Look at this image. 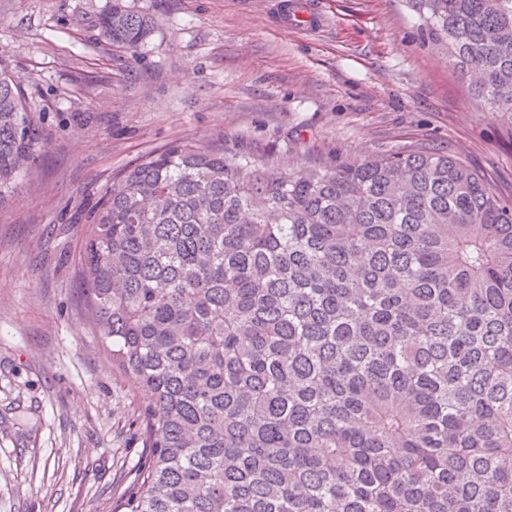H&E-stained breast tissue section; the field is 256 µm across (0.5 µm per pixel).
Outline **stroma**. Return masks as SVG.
<instances>
[{"mask_svg": "<svg viewBox=\"0 0 512 512\" xmlns=\"http://www.w3.org/2000/svg\"><path fill=\"white\" fill-rule=\"evenodd\" d=\"M127 0L155 19L138 53L99 36L112 0H0V66L19 77L37 159L0 205V512H118L149 403L90 326L86 217L113 174L181 140L272 169L438 148L512 199V113L478 111L408 0ZM295 4L285 5L279 14L277 23L284 31L295 30L300 28L310 29L314 25V16L310 12L294 9ZM302 18V19H300Z\"/></svg>", "mask_w": 512, "mask_h": 512, "instance_id": "35a3bbf8", "label": "stroma"}]
</instances>
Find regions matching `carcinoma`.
Instances as JSON below:
<instances>
[{
	"instance_id": "cac0c4a2",
	"label": "carcinoma",
	"mask_w": 512,
	"mask_h": 512,
	"mask_svg": "<svg viewBox=\"0 0 512 512\" xmlns=\"http://www.w3.org/2000/svg\"><path fill=\"white\" fill-rule=\"evenodd\" d=\"M512 112V0H409ZM101 36L136 53L125 0ZM0 67V203L36 160ZM78 270L151 395L123 512H512V199L444 152L269 171L184 140L112 177Z\"/></svg>"
}]
</instances>
